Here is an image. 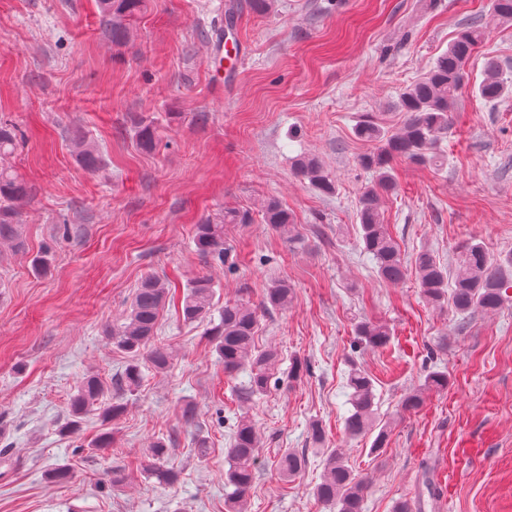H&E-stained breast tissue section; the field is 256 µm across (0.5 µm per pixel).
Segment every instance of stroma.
I'll return each mask as SVG.
<instances>
[{
	"label": "stroma",
	"instance_id": "35a3bbf8",
	"mask_svg": "<svg viewBox=\"0 0 512 512\" xmlns=\"http://www.w3.org/2000/svg\"><path fill=\"white\" fill-rule=\"evenodd\" d=\"M229 2L144 0L118 46L95 0H0V120L23 135L9 164L29 188L22 246L0 245V448L10 449L0 457V512H224L227 451L243 413L261 441L246 512H335L312 494L327 447L342 449L366 482L365 512H394L402 500L416 512H512V302L464 317L428 303L415 278L380 281L356 216L372 174L358 164L370 146L355 126L371 115L398 131L400 91L490 0H269L261 13L237 0L229 42L248 57L218 95L209 42ZM488 54L512 72V23L491 29L470 81H481ZM141 121L154 128L153 151L135 140ZM78 133L100 150V170L77 161ZM441 148L448 162L439 169L393 162L384 220L405 259L427 249L451 265L472 235L490 254L512 252V96L489 104L463 93ZM301 155L333 172L335 193L295 175ZM269 198L293 214L291 228L228 224L227 262L200 256L196 224L227 206L259 211ZM45 251L50 267L35 272ZM148 273L180 291L204 274L219 301L258 305L257 343L278 352L273 385L239 403L247 370L225 374L207 323L169 307L156 340L173 349L170 367L122 394L118 418L94 410L77 433H62L84 378L108 382L124 370L127 354L104 331L123 321ZM279 282L292 288L291 304L262 309ZM365 319L388 324L386 347L355 349L354 326ZM354 363L372 375L387 427L377 452L372 437L344 430ZM432 369L447 373V390L402 411ZM186 405L196 424L181 422ZM315 422L320 447L309 434ZM102 433L110 447H94ZM162 434L174 439L172 486L145 472ZM200 436L211 445L203 463ZM290 448L307 465L285 481L274 463ZM56 470L66 482L50 480Z\"/></svg>",
	"mask_w": 512,
	"mask_h": 512
}]
</instances>
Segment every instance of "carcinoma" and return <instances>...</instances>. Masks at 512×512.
Instances as JSON below:
<instances>
[{
  "instance_id": "obj_1",
  "label": "carcinoma",
  "mask_w": 512,
  "mask_h": 512,
  "mask_svg": "<svg viewBox=\"0 0 512 512\" xmlns=\"http://www.w3.org/2000/svg\"><path fill=\"white\" fill-rule=\"evenodd\" d=\"M142 6L143 0H99L101 23L112 32V41L119 43L127 37L130 21ZM509 21H512V0H491L490 12L484 18L461 27L427 73L400 93L397 108L405 114L401 131L392 133L369 116L355 127L358 139L374 144L373 151L359 160L360 166L374 175L373 183L358 199L359 238L364 251L372 256L376 276L383 282L398 284L408 272L400 246L382 219V198L396 188L392 161L403 158L416 165L444 163L438 153L439 142L448 136L452 111L465 86V67L486 41L489 30ZM474 89L476 96L494 102L512 92V79L502 76L496 57L487 56L483 78ZM135 136L142 150L151 151L156 147L152 125L137 126ZM17 140V128L0 123V243L19 241V206L28 197L25 183L3 164L13 153ZM77 148L85 168L99 169L101 159L97 149L85 145L82 139L78 140ZM294 170L321 192H335V177L317 158L303 156L296 159ZM253 222L249 210L226 208L197 225L196 249L206 260L224 261V225ZM261 222L280 230L292 224L293 219L279 201L270 198L262 206ZM414 268L423 296L437 306L448 304L461 315L499 309L512 288V253L494 259L484 244L472 237L455 249L453 276H448L447 269L436 256L424 249L415 254ZM214 294V283L208 276L194 279L183 294L182 317L190 322H209L207 336L218 359L224 363V373L232 375L248 367L249 380L238 391V397L250 402L269 390L278 353L271 348L260 350L256 347L257 311L253 304L244 300L226 302L224 308L217 311ZM167 295L168 288L159 277L144 276L124 322L105 329L109 343L131 356L123 372L112 379L116 389L132 391L139 387L145 366L158 372L169 367L172 352L155 344ZM291 298L292 288L275 284L267 290L261 306L284 309ZM356 336L362 347L379 348L390 341L391 331L385 324L360 322L356 325ZM423 386L429 390H444L448 388V374L430 371ZM347 388L352 411L344 420L346 435L358 438L375 431L372 450L385 447L388 435L386 427L377 423L372 377L353 364L348 372ZM107 390L108 386L95 376L80 384L70 406V430L78 429L80 419ZM168 447L169 442L163 438L153 442L151 461L147 465L148 475L166 486L177 479L176 474L164 465ZM259 448L260 439L253 424L246 418L241 419L228 450L229 468L224 472V483L232 487L225 501L226 512H245L247 495L256 475ZM304 468V453L296 450H286L277 460V470L285 478L295 477ZM365 491V483L354 476L341 449H326L321 481L313 489L317 499L336 507V512H363Z\"/></svg>"
}]
</instances>
